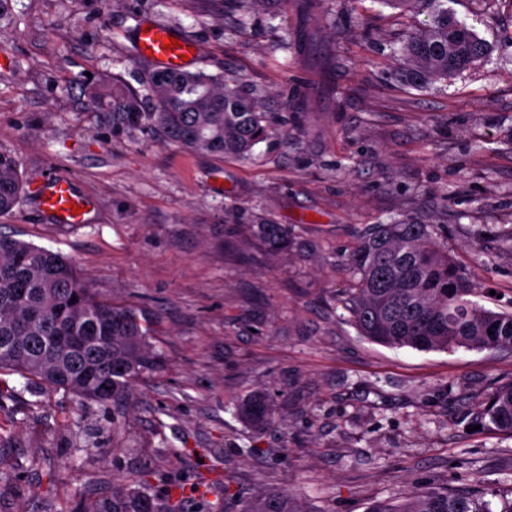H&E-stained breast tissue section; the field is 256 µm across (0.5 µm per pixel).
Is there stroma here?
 I'll list each match as a JSON object with an SVG mask.
<instances>
[{
    "label": "stroma",
    "instance_id": "stroma-1",
    "mask_svg": "<svg viewBox=\"0 0 512 512\" xmlns=\"http://www.w3.org/2000/svg\"><path fill=\"white\" fill-rule=\"evenodd\" d=\"M494 50L450 84L396 74L416 19L377 0H271L241 14L206 0H0V152L27 177L0 231L68 256L133 309L165 358L140 379L120 429L64 392L0 406V512H99L112 481L149 474L230 493L286 491L295 512H366L412 479L512 499V437L470 430L512 381V349L423 352L359 336L339 302L365 227H436L485 307L512 311V0H448ZM195 42L196 68L248 84L272 119L250 157L199 154L148 125L83 109L90 77L144 91L142 21ZM49 169L95 206L73 229L46 222ZM299 246L268 256L255 224ZM265 393L276 421L239 417Z\"/></svg>",
    "mask_w": 512,
    "mask_h": 512
}]
</instances>
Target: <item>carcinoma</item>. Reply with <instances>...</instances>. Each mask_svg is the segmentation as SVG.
<instances>
[{
	"label": "carcinoma",
	"mask_w": 512,
	"mask_h": 512,
	"mask_svg": "<svg viewBox=\"0 0 512 512\" xmlns=\"http://www.w3.org/2000/svg\"><path fill=\"white\" fill-rule=\"evenodd\" d=\"M401 13L423 14L421 26L402 39L404 80L418 87L446 83L490 56L491 46L445 6V0H378ZM148 102L106 78L86 88L85 109L112 119L148 123L185 148L247 157L265 140L270 126L263 101L242 81L204 72H148ZM26 178L18 162L0 153V215L13 210ZM252 234L273 258L294 249L286 224H254ZM354 288L341 299L359 335L390 347L419 351L512 349V312L472 300L469 277L435 236L431 224L398 221L373 224L350 255ZM76 301H71V298ZM164 359L130 309L118 307L85 284L73 262L0 232V374L25 380L24 390L64 391L82 404L118 409L133 397L146 373ZM240 417L260 432L276 421L261 393L243 399ZM475 420H487L512 436V382L496 387L478 406ZM147 480L112 483L110 512H182L185 499L211 494L218 512H292L288 496L272 491L258 499L228 496L221 480L174 482L152 498ZM366 512H491L477 494L419 488L400 504L374 501Z\"/></svg>",
	"instance_id": "1"
}]
</instances>
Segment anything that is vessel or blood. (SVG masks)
Wrapping results in <instances>:
<instances>
[{
    "mask_svg": "<svg viewBox=\"0 0 512 512\" xmlns=\"http://www.w3.org/2000/svg\"><path fill=\"white\" fill-rule=\"evenodd\" d=\"M170 28L149 23L147 30L136 31L133 44L139 58H151L153 64L168 72H183L188 68L184 59L193 43L183 40L180 47L164 50L163 44L171 36ZM38 205L46 220L59 227L73 228L84 224V208L92 207L93 200L80 192L75 180L67 175L49 173L42 177ZM80 206V213H73V206Z\"/></svg>",
    "mask_w": 512,
    "mask_h": 512,
    "instance_id": "1",
    "label": "vessel or blood"
}]
</instances>
